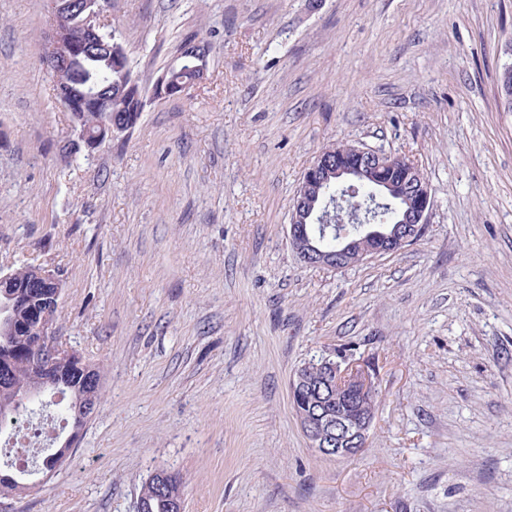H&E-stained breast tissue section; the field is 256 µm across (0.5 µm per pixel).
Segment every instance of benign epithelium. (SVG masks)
<instances>
[{
    "label": "benign epithelium",
    "instance_id": "1",
    "mask_svg": "<svg viewBox=\"0 0 512 512\" xmlns=\"http://www.w3.org/2000/svg\"><path fill=\"white\" fill-rule=\"evenodd\" d=\"M109 0H81V13L74 15L70 0H52L49 31L40 47V56L48 70L56 74L72 65L88 48L99 46L120 68L126 65L124 52L112 51V41H104V5ZM181 95L180 88L171 85L168 72L157 77L152 87L155 99ZM102 103L101 91L91 87L69 101L74 125H79L80 113L94 111ZM107 132L90 133L79 129V142L92 151L108 140L127 134L126 127L113 123ZM336 157L328 160L323 154L304 171L289 213V242L303 262L327 270H339L364 263L384 255L395 254L417 242L422 236L433 208L434 199L429 180L418 165L403 159V155L385 152L363 144L336 146ZM371 189L373 200L382 202L393 193L400 194L402 203L395 207L391 223L394 227L381 231L371 226L361 209L351 211L350 222L361 225V231L343 235L340 248L325 252L310 235L308 225L332 223V209L342 206L345 197L330 201L327 190L333 185L344 189H359V183ZM38 289L39 298L29 308L31 346L35 361L40 364L80 360L74 351L62 347L56 336L50 311L59 305V278L45 270H34L27 284ZM290 396L299 426L310 447L324 456L349 459L365 446L375 412L368 404L374 391L372 377L365 367L346 359H323L298 368L290 380Z\"/></svg>",
    "mask_w": 512,
    "mask_h": 512
}]
</instances>
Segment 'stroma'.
<instances>
[{
  "label": "stroma",
  "instance_id": "1",
  "mask_svg": "<svg viewBox=\"0 0 512 512\" xmlns=\"http://www.w3.org/2000/svg\"><path fill=\"white\" fill-rule=\"evenodd\" d=\"M49 16L0 0V270L58 274V334L104 365L103 400L0 512H136L159 468L184 512H512V0H111L147 101L75 155ZM189 39L203 80L151 98ZM338 141L412 156L434 205L415 244L331 271L287 225ZM340 351L375 396L344 460L310 448L289 392ZM76 431L72 432L63 442L61 454L59 452L55 453L53 457H55L58 461L57 464L64 463L70 456L72 452V448L75 446V443L77 441L76 437ZM50 452H43L39 459L37 460V463L39 466H41V470H53L56 467V461L53 457H51Z\"/></svg>",
  "mask_w": 512,
  "mask_h": 512
}]
</instances>
